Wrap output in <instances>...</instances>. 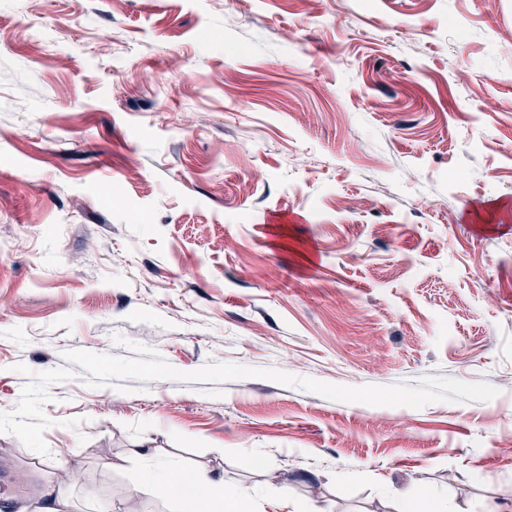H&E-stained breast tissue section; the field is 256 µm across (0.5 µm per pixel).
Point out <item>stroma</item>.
Returning <instances> with one entry per match:
<instances>
[{"mask_svg":"<svg viewBox=\"0 0 512 512\" xmlns=\"http://www.w3.org/2000/svg\"><path fill=\"white\" fill-rule=\"evenodd\" d=\"M512 0H0V412L61 353L317 381H487L421 409L262 378L73 379L48 454L0 433V512H512ZM183 471L180 468L155 467L148 472V477L162 493L169 497L182 498L187 493L185 491L176 492L174 486L182 481ZM192 489L197 504H203L209 501H218L220 510H205L238 512L241 511L243 500L246 498V492L242 490L229 489L224 485V480L215 479L209 473H197L193 477Z\"/></svg>","mask_w":512,"mask_h":512,"instance_id":"35a3bbf8","label":"stroma"}]
</instances>
